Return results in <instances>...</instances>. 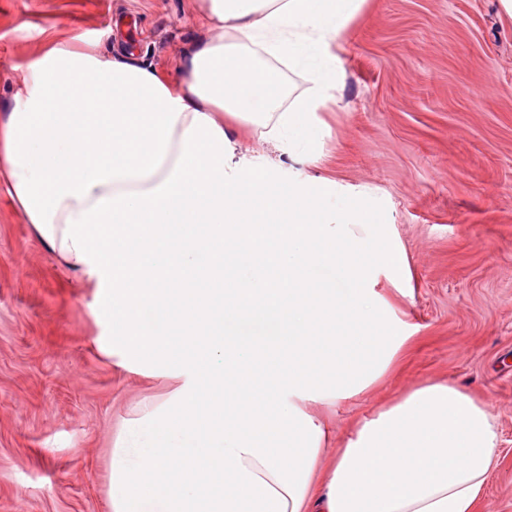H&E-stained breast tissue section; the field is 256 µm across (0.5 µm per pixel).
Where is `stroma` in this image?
<instances>
[{"label":"stroma","mask_w":512,"mask_h":512,"mask_svg":"<svg viewBox=\"0 0 512 512\" xmlns=\"http://www.w3.org/2000/svg\"><path fill=\"white\" fill-rule=\"evenodd\" d=\"M165 76L207 29L192 0H0L2 81L47 36L98 41L118 17ZM333 50L343 74L301 178L385 202L413 291L382 293L414 339L364 394L327 412L333 457L358 423L427 380L483 399L499 464L478 512H512V21L498 0H364ZM93 282L61 265L0 188V512H111L113 442L133 407L173 387L106 350Z\"/></svg>","instance_id":"35a3bbf8"}]
</instances>
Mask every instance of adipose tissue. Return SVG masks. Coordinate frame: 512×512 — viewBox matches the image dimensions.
Returning <instances> with one entry per match:
<instances>
[{
  "instance_id": "adipose-tissue-1",
  "label": "adipose tissue",
  "mask_w": 512,
  "mask_h": 512,
  "mask_svg": "<svg viewBox=\"0 0 512 512\" xmlns=\"http://www.w3.org/2000/svg\"><path fill=\"white\" fill-rule=\"evenodd\" d=\"M363 0H195L209 26L171 80L82 35L13 67L0 181L68 269L101 289L113 343L164 369L112 448V512H476L497 466L483 401L455 383L412 389L334 437L320 408L376 384L411 333L379 293L407 261L372 190L284 180L310 160L336 99L331 44ZM308 74L286 97L284 70ZM277 159L240 151L225 115ZM319 266L340 283L318 282ZM274 342L238 321L270 314Z\"/></svg>"
}]
</instances>
